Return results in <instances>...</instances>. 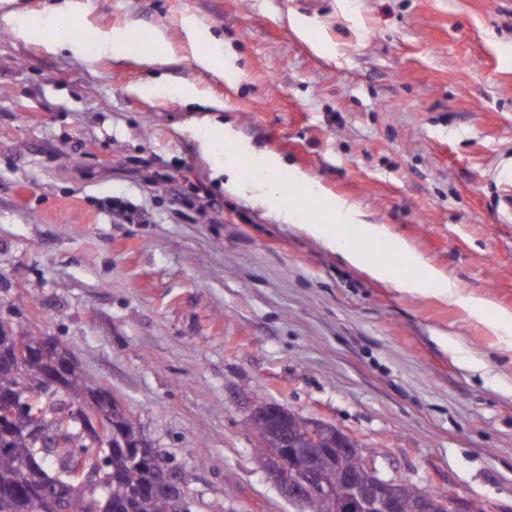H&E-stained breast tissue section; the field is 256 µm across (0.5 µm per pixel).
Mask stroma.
Segmentation results:
<instances>
[{"instance_id":"1","label":"stroma","mask_w":512,"mask_h":512,"mask_svg":"<svg viewBox=\"0 0 512 512\" xmlns=\"http://www.w3.org/2000/svg\"><path fill=\"white\" fill-rule=\"evenodd\" d=\"M72 2L76 29L161 34L166 61L53 53L0 23V319L76 351L184 473L191 512H295L254 454L258 401L512 512V348L489 328L512 312V0ZM189 19L240 77L202 64ZM159 76L169 92L148 91ZM206 121L219 145L232 125L239 165L279 156L490 308L400 292L226 191Z\"/></svg>"}]
</instances>
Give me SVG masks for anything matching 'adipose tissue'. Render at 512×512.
<instances>
[{"label": "adipose tissue", "instance_id": "adipose-tissue-1", "mask_svg": "<svg viewBox=\"0 0 512 512\" xmlns=\"http://www.w3.org/2000/svg\"><path fill=\"white\" fill-rule=\"evenodd\" d=\"M9 2L10 0H0V3L6 6L5 12L0 13V22L18 36L45 40L48 50L53 52L64 49L75 53L81 51L83 40L58 23L59 17L65 16V9L49 13L47 18L35 25L30 23L25 15L10 10ZM250 167L251 174L246 179L241 178L236 168L225 167L224 173L228 177L226 189L233 193H246L251 200L263 206L278 203L279 216L285 223L297 225L324 245L340 250L351 266L366 272L372 278L391 282L398 290L412 293L429 292L454 300L463 309L473 313L480 312L486 306V299L462 295L454 280L431 266L418 253L410 251L407 243L391 241L386 225L366 223L352 206L326 194L305 175L295 174L294 183L297 190L291 194L286 193L273 176L274 171L283 167L281 158L256 155L252 157ZM310 195L319 199L322 208L320 218H308L299 203L300 198ZM352 225L356 226L370 242L369 250L345 247L347 230ZM385 241L391 242L394 250L407 253L410 260L409 271L395 270L377 254L376 245Z\"/></svg>", "mask_w": 512, "mask_h": 512}]
</instances>
